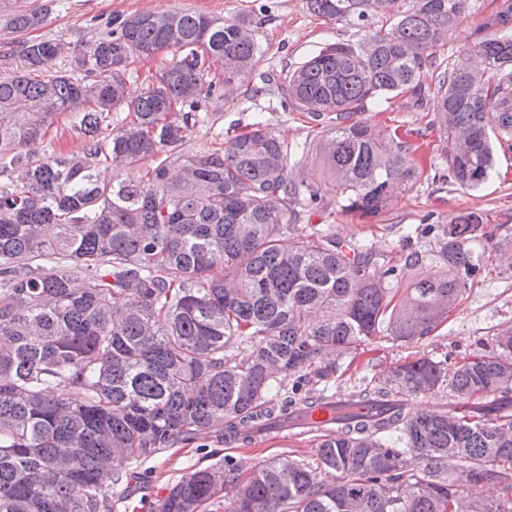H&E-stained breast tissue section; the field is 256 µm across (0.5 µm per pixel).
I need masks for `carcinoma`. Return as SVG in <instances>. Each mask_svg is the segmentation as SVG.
I'll return each mask as SVG.
<instances>
[{
	"label": "carcinoma",
	"mask_w": 512,
	"mask_h": 512,
	"mask_svg": "<svg viewBox=\"0 0 512 512\" xmlns=\"http://www.w3.org/2000/svg\"><path fill=\"white\" fill-rule=\"evenodd\" d=\"M306 5L365 31L318 47L280 81L295 110L320 124L335 116L316 151L341 213L378 214L413 174L410 144L356 119L391 94L433 101L448 179L462 189L487 181L496 148L512 151V0L476 32L484 71L457 59L434 97L423 73L467 0ZM375 15L388 27L368 29ZM44 21L39 11L4 18L16 32ZM64 52L22 40L9 52L14 74L0 78V175L10 180L0 186V512H112V487L132 476L114 461L204 434L248 441L296 404L319 403L337 371L326 354L431 334L487 269L475 211L409 227V238L435 233L434 249L402 253L381 276L366 244L300 230L319 204L317 184L291 166L307 144L288 146L259 116L222 148L168 155L145 181L120 178L184 145L217 87L252 78L261 48L249 20L119 16L68 68L32 78ZM162 52L158 80L128 97V66ZM116 110L130 120L112 127ZM61 112L76 119L80 151L33 159ZM441 389L465 411H405L404 398ZM351 398L388 409L343 422L312 462L279 458L244 480L229 462L189 472L153 512H206L229 485L224 512H512V327L460 362L399 358ZM491 483L496 499L478 492Z\"/></svg>",
	"instance_id": "1"
}]
</instances>
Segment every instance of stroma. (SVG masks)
Listing matches in <instances>:
<instances>
[{
	"label": "stroma",
	"instance_id": "obj_1",
	"mask_svg": "<svg viewBox=\"0 0 512 512\" xmlns=\"http://www.w3.org/2000/svg\"><path fill=\"white\" fill-rule=\"evenodd\" d=\"M504 0H468L459 25L444 33L436 48L440 63L448 64L467 56L470 67L483 69L482 57L473 49V34L487 18L503 7ZM8 9H42L44 24L22 34L0 24V76H11L13 59L4 51L22 38L62 42L66 51L57 62L67 67L75 56L87 53L106 31L112 17L143 11L187 10L212 16L246 18L251 21L263 54L257 71L270 75L256 97H248L244 86L220 90L206 104L207 116L188 133L187 146L197 152L219 147L227 131L244 129L255 115H262L270 130L289 145L315 139L319 128L302 112L286 108L278 90L283 70L294 68L308 54L326 42H355L358 28L331 22L311 14L305 0H6ZM376 129L400 127L418 150L415 169L406 187L397 189L389 207L378 215L358 219L345 216L336 206V190L329 177L322 175L316 151L296 157V174L316 180L320 202L313 224L336 236L361 241L372 247L378 265L397 256L409 226L430 221L446 224L460 211L479 210L487 217L480 232L492 256L512 251V152L501 151L490 178L475 191H467L448 179V161L438 150V138L431 128L429 106H414L409 96L393 95L361 115ZM512 326V270L475 280L459 300L448 322L431 335L407 342L381 337L358 345L348 370L334 378L329 388L350 391L354 385L370 381L398 356L460 357L481 352L484 342L501 329ZM318 439L270 434L240 444L239 448L219 442L213 435L200 436L194 443L179 444L167 452L142 460L135 476L125 487L115 489V512H151L167 488L188 472L226 461L243 472L274 458L294 457L314 461Z\"/></svg>",
	"mask_w": 512,
	"mask_h": 512
}]
</instances>
